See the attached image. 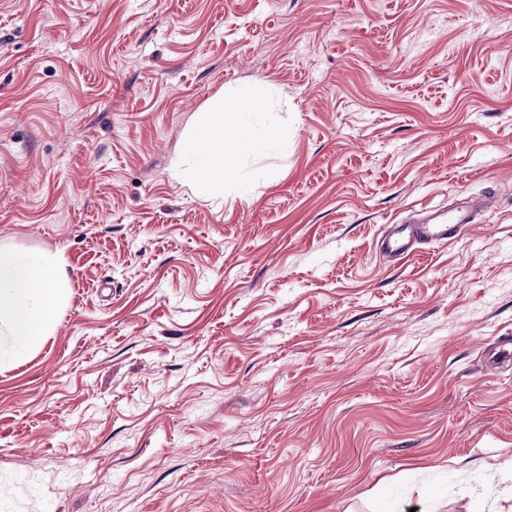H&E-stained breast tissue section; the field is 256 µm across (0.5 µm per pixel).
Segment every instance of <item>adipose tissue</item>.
<instances>
[{
  "label": "adipose tissue",
  "mask_w": 512,
  "mask_h": 512,
  "mask_svg": "<svg viewBox=\"0 0 512 512\" xmlns=\"http://www.w3.org/2000/svg\"><path fill=\"white\" fill-rule=\"evenodd\" d=\"M265 106L263 88L252 87L246 95L225 99L191 133L187 141L191 167L186 176L214 203L246 194L247 187L237 180L234 168L240 154L260 149L256 142L225 140V127L240 113L259 112ZM60 299L59 282L43 260L0 248V331L8 333L15 352L40 345Z\"/></svg>",
  "instance_id": "adipose-tissue-1"
}]
</instances>
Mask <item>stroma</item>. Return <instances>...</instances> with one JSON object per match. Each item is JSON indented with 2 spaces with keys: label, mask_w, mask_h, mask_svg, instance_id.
Returning <instances> with one entry per match:
<instances>
[{
  "label": "stroma",
  "mask_w": 512,
  "mask_h": 512,
  "mask_svg": "<svg viewBox=\"0 0 512 512\" xmlns=\"http://www.w3.org/2000/svg\"><path fill=\"white\" fill-rule=\"evenodd\" d=\"M254 85L218 207L172 166ZM0 246L66 288L0 335V512H512V0H0ZM492 206L491 196L460 194L441 208H424L412 213L402 224H392L384 231L379 246L382 257L402 261L422 246L460 239L467 224Z\"/></svg>",
  "instance_id": "35a3bbf8"
}]
</instances>
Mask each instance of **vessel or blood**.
I'll return each mask as SVG.
<instances>
[{
  "mask_svg": "<svg viewBox=\"0 0 512 512\" xmlns=\"http://www.w3.org/2000/svg\"><path fill=\"white\" fill-rule=\"evenodd\" d=\"M492 205L488 196L458 195L445 207L426 208L408 215L384 231L379 246L382 257L402 261L422 246L460 239L467 225Z\"/></svg>",
  "mask_w": 512,
  "mask_h": 512,
  "instance_id": "vessel-or-blood-1",
  "label": "vessel or blood"
}]
</instances>
